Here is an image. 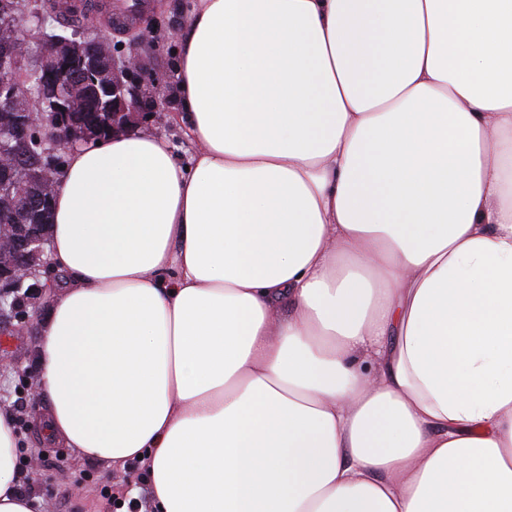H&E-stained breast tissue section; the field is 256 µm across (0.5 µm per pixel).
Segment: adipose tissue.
<instances>
[{"instance_id":"1","label":"adipose tissue","mask_w":512,"mask_h":512,"mask_svg":"<svg viewBox=\"0 0 512 512\" xmlns=\"http://www.w3.org/2000/svg\"><path fill=\"white\" fill-rule=\"evenodd\" d=\"M181 44L190 165L68 155L43 432L152 512H512V0H195Z\"/></svg>"}]
</instances>
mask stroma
<instances>
[{
  "label": "stroma",
  "mask_w": 512,
  "mask_h": 512,
  "mask_svg": "<svg viewBox=\"0 0 512 512\" xmlns=\"http://www.w3.org/2000/svg\"><path fill=\"white\" fill-rule=\"evenodd\" d=\"M192 2L150 0V26L138 36L114 30L109 14L93 16L112 44L122 46L126 51L137 50L146 59L145 79H161L160 104L151 118L184 163L190 161L195 146L186 136L184 126L174 117L178 110L175 61L180 49L179 32ZM46 310V305L36 306L26 335L15 336L10 326L0 327V341L7 344L16 360L13 369L0 371V408L12 412L19 431L18 439L22 447L29 450L25 465L19 468L22 487L38 499L42 512H114L112 505L100 495L101 487L106 485L127 491L138 489L137 506L147 505V475L141 467L132 464L111 467L95 459L77 456L72 449L44 439L36 422L43 402L31 398L29 384L37 375L34 358L41 338L40 322ZM82 474L87 475V482L77 483V476Z\"/></svg>",
  "instance_id": "35a3bbf8"
}]
</instances>
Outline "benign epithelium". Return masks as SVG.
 <instances>
[{
    "mask_svg": "<svg viewBox=\"0 0 512 512\" xmlns=\"http://www.w3.org/2000/svg\"><path fill=\"white\" fill-rule=\"evenodd\" d=\"M17 10L32 22L28 29L11 20L7 13ZM41 43L40 57L30 65L21 46L25 40ZM111 42L93 22L71 34H48L41 0H19L0 9V194L13 193L23 199V217L12 232L0 231V323L10 324L12 334H24L29 314L19 313L18 291L27 287L29 298L46 295L49 285L41 284L39 271L48 266L44 258L47 240L42 225L31 224L34 212L52 199L61 174L54 159L60 149L77 148L94 138L91 129L75 120L78 103L89 87H102L112 94L111 132H126L136 126L145 133L161 134L149 124L148 110L157 106L159 79L142 81L145 65L137 51L120 57ZM40 77V111L31 107L26 77ZM46 134L48 149L33 172L23 163L22 149L29 129Z\"/></svg>",
    "mask_w": 512,
    "mask_h": 512,
    "instance_id": "benign-epithelium-1",
    "label": "benign epithelium"
}]
</instances>
